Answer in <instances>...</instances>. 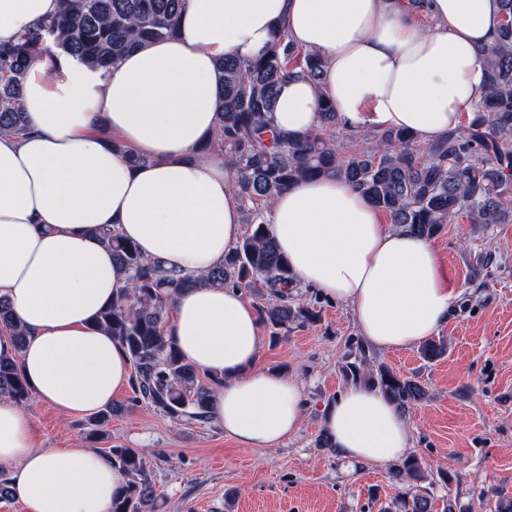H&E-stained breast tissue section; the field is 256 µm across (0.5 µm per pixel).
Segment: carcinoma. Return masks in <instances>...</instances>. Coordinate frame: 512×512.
I'll return each mask as SVG.
<instances>
[{"instance_id":"cac0c4a2","label":"carcinoma","mask_w":512,"mask_h":512,"mask_svg":"<svg viewBox=\"0 0 512 512\" xmlns=\"http://www.w3.org/2000/svg\"><path fill=\"white\" fill-rule=\"evenodd\" d=\"M502 24L496 44L483 51L487 85L476 112L466 123L448 130L439 141L420 144L396 129L379 130L371 146L357 140L343 147L333 103L318 105L319 128L298 135L275 131L273 112L280 84L302 76L321 84L324 59L278 33L251 60L224 57L217 63L223 94L216 131L203 147L224 157L247 229L224 261L196 277L166 271L144 258L135 244L116 230H94L112 251V259L128 275L127 294L103 308L98 326L112 333L132 367L136 400H143L175 423H206L212 398L221 386L182 357L168 331L175 294L200 283L250 290L264 288L257 306L260 321L274 330L315 323L318 312L292 293L298 287L288 260L266 230V214L275 197L302 177H341L357 187L390 223L431 239L461 219L470 224L512 222V0H501ZM184 0H62L46 23L24 31L10 44H0V131L17 135L32 131L20 103L31 63L51 61L61 72L66 58L104 75L129 52L178 34ZM13 330L18 347L25 332L14 325L12 309L0 297V327ZM447 351L443 339L420 348L426 362ZM346 378L379 389L405 412L425 395L421 381L372 363L364 346L350 348L342 365ZM0 396L25 407L33 393L16 359H0ZM121 408L112 405L89 418L88 437L97 439ZM108 461L125 476L113 496L111 512H152L157 490L150 463L136 448H111ZM439 481L451 483L445 469ZM415 454L390 468L396 490L380 512H432L433 498L424 484L435 476Z\"/></svg>"}]
</instances>
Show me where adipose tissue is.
<instances>
[{
	"mask_svg": "<svg viewBox=\"0 0 512 512\" xmlns=\"http://www.w3.org/2000/svg\"><path fill=\"white\" fill-rule=\"evenodd\" d=\"M60 0H0V42L57 13ZM185 0L176 37L130 52L109 75L35 61L21 101L33 125L0 132V296L27 332L0 327V356L18 358L36 398L64 414L94 413L129 385L122 347L96 327L129 285L95 228L115 226L142 255L200 276L243 233L224 159L199 154L222 98L217 61L251 59L276 33L326 63L322 84L285 81L274 118L282 133L320 124L333 101L349 132L405 129L429 143L472 116L487 83L500 0ZM142 157L139 165L127 153ZM268 232L298 281L347 305L378 351L437 334L456 294L432 243L382 222L349 182L290 185L272 203ZM171 336L187 362L223 377L213 420L244 448H272L302 419L300 385L260 363L264 336L242 290L200 285L172 303ZM343 458L383 468L411 446L404 413L380 391L352 384L324 408ZM0 466L26 512H110L123 474L89 448L35 445L29 415L0 399Z\"/></svg>",
	"mask_w": 512,
	"mask_h": 512,
	"instance_id": "obj_1",
	"label": "adipose tissue"
}]
</instances>
